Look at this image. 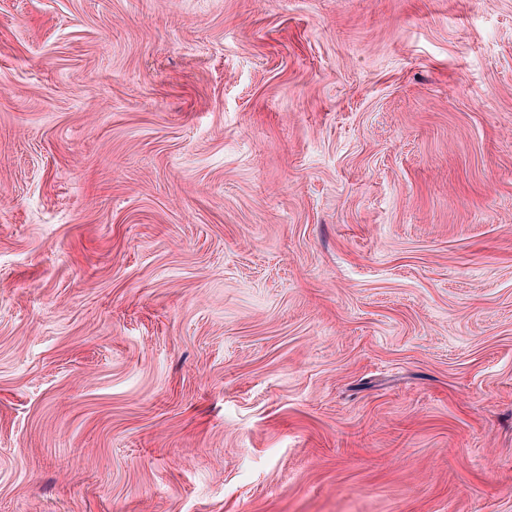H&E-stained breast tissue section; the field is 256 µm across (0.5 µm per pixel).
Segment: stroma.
Listing matches in <instances>:
<instances>
[{
	"label": "stroma",
	"instance_id": "stroma-1",
	"mask_svg": "<svg viewBox=\"0 0 512 512\" xmlns=\"http://www.w3.org/2000/svg\"><path fill=\"white\" fill-rule=\"evenodd\" d=\"M0 512H512V0H0Z\"/></svg>",
	"mask_w": 512,
	"mask_h": 512
}]
</instances>
